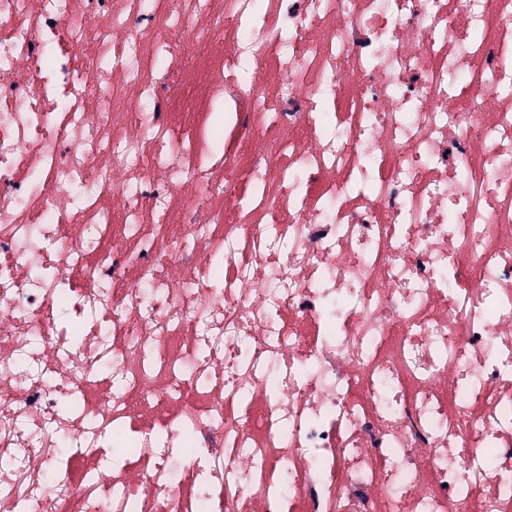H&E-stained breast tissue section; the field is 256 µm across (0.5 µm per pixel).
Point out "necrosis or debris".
<instances>
[{"label":"necrosis or debris","instance_id":"1","mask_svg":"<svg viewBox=\"0 0 512 512\" xmlns=\"http://www.w3.org/2000/svg\"><path fill=\"white\" fill-rule=\"evenodd\" d=\"M0 512H512V0H0Z\"/></svg>","mask_w":512,"mask_h":512}]
</instances>
